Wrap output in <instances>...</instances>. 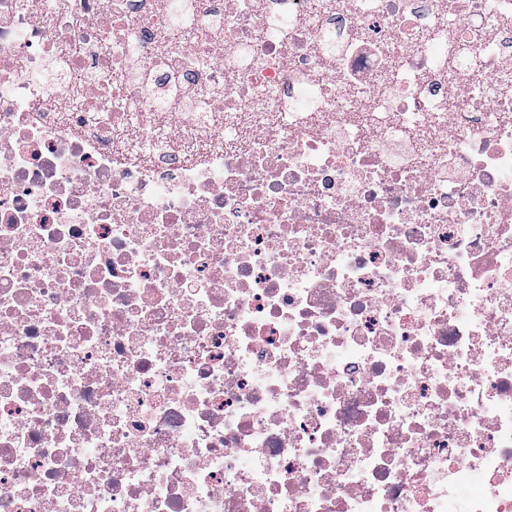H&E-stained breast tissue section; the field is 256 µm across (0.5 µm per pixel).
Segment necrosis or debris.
<instances>
[{
  "instance_id": "1",
  "label": "necrosis or debris",
  "mask_w": 512,
  "mask_h": 512,
  "mask_svg": "<svg viewBox=\"0 0 512 512\" xmlns=\"http://www.w3.org/2000/svg\"><path fill=\"white\" fill-rule=\"evenodd\" d=\"M461 501L512 512V0H0V512Z\"/></svg>"
}]
</instances>
